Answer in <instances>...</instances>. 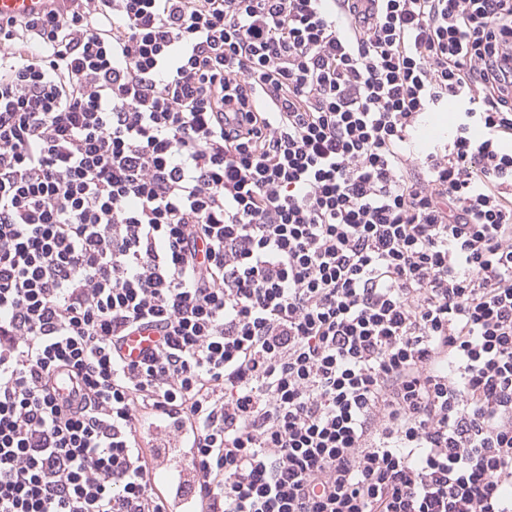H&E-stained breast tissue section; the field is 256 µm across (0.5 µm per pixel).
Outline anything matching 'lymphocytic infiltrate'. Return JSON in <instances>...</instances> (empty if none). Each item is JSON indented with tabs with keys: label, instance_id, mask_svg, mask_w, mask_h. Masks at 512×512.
Instances as JSON below:
<instances>
[{
	"label": "lymphocytic infiltrate",
	"instance_id": "1",
	"mask_svg": "<svg viewBox=\"0 0 512 512\" xmlns=\"http://www.w3.org/2000/svg\"><path fill=\"white\" fill-rule=\"evenodd\" d=\"M162 422L196 512H512V0L0 23V512H166ZM454 109L436 112L421 119L420 130L412 140L411 148L419 156L427 153L434 145L443 143L454 126ZM155 331L152 329H141L135 335L130 336L124 346L125 355L131 360H138L148 346L155 339Z\"/></svg>",
	"mask_w": 512,
	"mask_h": 512
}]
</instances>
